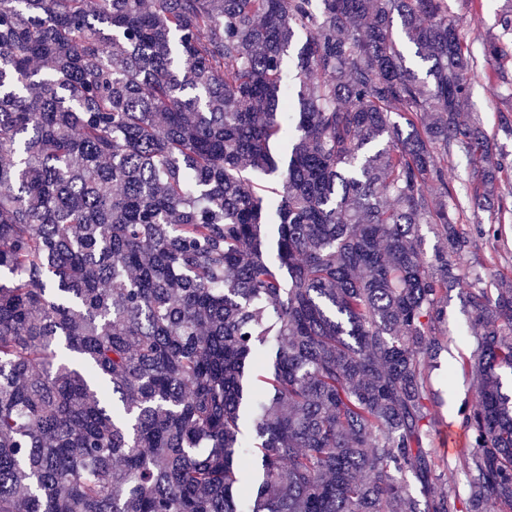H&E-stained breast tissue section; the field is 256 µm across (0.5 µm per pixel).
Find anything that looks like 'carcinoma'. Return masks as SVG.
<instances>
[{
    "label": "carcinoma",
    "instance_id": "obj_1",
    "mask_svg": "<svg viewBox=\"0 0 512 512\" xmlns=\"http://www.w3.org/2000/svg\"><path fill=\"white\" fill-rule=\"evenodd\" d=\"M501 29L478 55L447 0H0V512H512V283L457 263L506 171L467 106L478 75L512 97ZM454 288L464 500L428 379Z\"/></svg>",
    "mask_w": 512,
    "mask_h": 512
}]
</instances>
